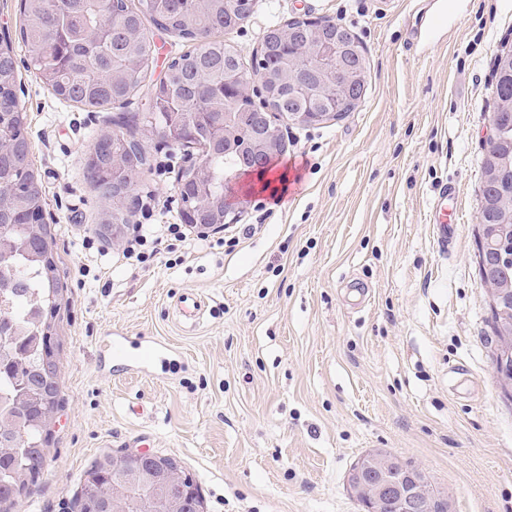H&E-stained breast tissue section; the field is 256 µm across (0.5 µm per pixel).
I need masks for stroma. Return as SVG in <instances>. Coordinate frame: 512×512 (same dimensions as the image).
I'll list each match as a JSON object with an SVG mask.
<instances>
[{"instance_id": "stroma-1", "label": "stroma", "mask_w": 512, "mask_h": 512, "mask_svg": "<svg viewBox=\"0 0 512 512\" xmlns=\"http://www.w3.org/2000/svg\"><path fill=\"white\" fill-rule=\"evenodd\" d=\"M425 2L448 21L415 42L413 0H253L230 36L246 70L268 27L326 19L363 45L366 89L341 119L284 121V195H244L235 247L191 244L144 268L102 232L111 202L85 176L99 135L139 136L144 95L89 109L54 96L21 40L20 0H0L68 285L64 404L39 486L9 512H77L92 462L138 439L182 462L205 512H359L345 478L374 448L424 468L453 512H512V392L495 373L476 263L480 157L512 0ZM144 146L128 223H180L185 151L157 137ZM447 186L460 222L445 249L429 214ZM186 293L202 303L191 325L177 309ZM116 335L161 342L177 362L109 361Z\"/></svg>"}]
</instances>
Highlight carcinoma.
Returning a JSON list of instances; mask_svg holds the SVG:
<instances>
[{
	"label": "carcinoma",
	"instance_id": "cac0c4a2",
	"mask_svg": "<svg viewBox=\"0 0 512 512\" xmlns=\"http://www.w3.org/2000/svg\"><path fill=\"white\" fill-rule=\"evenodd\" d=\"M24 43L37 49L35 69L55 96L87 108L123 105L140 89H147L148 112L142 136L165 138L172 127L196 145L210 171L208 192L224 196V171L240 163L224 153V140L214 134L224 118L246 132L254 113L289 116L305 105L289 76L288 61L297 60L303 43L289 44L276 29L266 31L262 54L271 64L266 106L259 109L237 97L235 78L244 62L234 45L217 34L230 33L245 22L236 0H112L108 17L100 16L94 0H21ZM195 47L181 54L164 76H148L156 45L145 22ZM494 100L512 98V51L496 57ZM17 69L12 45H0V126L13 131L3 139L0 187L16 196L0 207V230L14 243L12 261L17 275L0 274V298L9 301L12 329L0 343V504L14 503L30 493L47 464L51 433L48 426L62 403L58 357L44 356L55 343V319L66 283L54 257L51 225L33 231L21 226L23 214L44 204L43 191L30 165L25 132L26 115L18 110ZM496 139L484 149L481 170L490 160L512 157V112H499ZM122 152L138 169L147 164L140 141L107 137L97 145L96 159L86 163V177L102 195L119 193L125 179L112 177V151ZM485 201L480 224H499L494 202L500 185L481 183ZM84 476L95 489L83 485L78 512H113L112 455L95 460Z\"/></svg>",
	"mask_w": 512,
	"mask_h": 512
}]
</instances>
